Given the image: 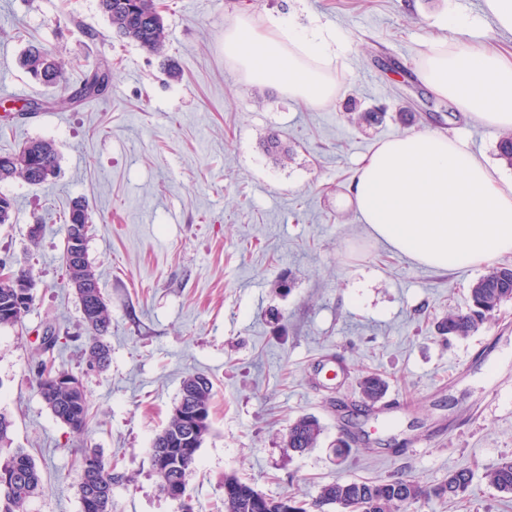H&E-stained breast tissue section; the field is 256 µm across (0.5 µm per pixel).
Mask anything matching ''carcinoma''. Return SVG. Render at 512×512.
Listing matches in <instances>:
<instances>
[{
	"instance_id": "cac0c4a2",
	"label": "carcinoma",
	"mask_w": 512,
	"mask_h": 512,
	"mask_svg": "<svg viewBox=\"0 0 512 512\" xmlns=\"http://www.w3.org/2000/svg\"><path fill=\"white\" fill-rule=\"evenodd\" d=\"M99 9L113 29L122 37L141 47L159 52L163 49L166 34L162 16L155 0H98ZM22 66L38 83L51 87L61 79V66L53 53L41 44H31L22 57ZM112 82V69H94L82 87L69 95L55 98L51 104L61 110L71 107L86 97L97 96ZM6 162L0 165V181L20 178L31 185H39L56 174L58 151L54 141L31 139L18 150L0 155ZM92 223L86 201L72 202L64 215V224ZM62 264L65 267L66 285L73 288L81 305L82 321L89 332L85 355L89 367L104 368L110 362L111 349L104 337L111 325V314L101 292L97 276L88 260L87 244H82L74 254L64 246ZM33 279L30 269L19 267L12 279L0 281V328L13 327L31 310L34 296L19 298L22 289L18 283ZM512 299V264L491 268L470 289L469 304L464 311H450L442 319V334L465 338L488 320L504 301ZM363 402L375 406L387 390V381L379 374H369L359 382ZM36 388L47 408L55 418L72 432L88 431L91 413L84 386L67 387L58 384L54 370L41 363L36 375ZM214 397L213 383L200 374L184 378L180 397L172 409L169 420L152 443V466L155 474L170 482L181 484L187 490L186 478L197 465L196 448L181 446L187 436V413L197 408L210 413ZM322 427L311 416L297 419L288 430L287 447L296 454H303L316 447ZM82 469L78 487L82 512H109L112 497L98 499V493L112 490L119 479L116 465L105 459L97 448H88L79 460ZM471 471L461 469L448 473L436 486H426L410 479H392L369 482L338 478L320 487L311 503L315 512H325L328 506H338L343 512H403L421 501L450 499L464 492L472 481ZM490 486L504 495H512V459L504 460L486 472ZM224 485L234 490L231 499L224 500V512H258L253 500L260 495L252 484L235 475L224 477ZM43 486V479L33 458L22 448L13 451L10 459L0 467V512H27V503ZM262 496V495H260ZM265 512H307L303 502L292 495L278 498L262 496Z\"/></svg>"
}]
</instances>
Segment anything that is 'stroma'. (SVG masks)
Here are the masks:
<instances>
[{
	"mask_svg": "<svg viewBox=\"0 0 512 512\" xmlns=\"http://www.w3.org/2000/svg\"><path fill=\"white\" fill-rule=\"evenodd\" d=\"M165 46L151 53L119 36L98 0H0V153L53 140L57 178L0 182L14 199L0 224V261L30 268L35 304L0 329V412L11 448L26 449L44 487L28 512H81L83 449L118 460L124 479L112 512H174L151 465L183 378L214 384L210 433L187 477L196 512H224V478L269 497L312 501L336 478H409L433 485L468 469L451 501L407 512H512V496L485 473L512 459V301L465 338L440 335L465 309L484 268L436 271L393 253L342 203L363 157L383 139L430 130L457 139L503 176L500 130L457 111L417 75L451 11L479 16L483 0H306V16L341 29L354 49L337 66L339 96L308 107L245 82L224 57V29L261 24L287 0H158ZM62 64L56 87L20 67L29 40ZM107 64L112 85L67 112L47 108ZM355 100L371 122L353 123ZM35 100L42 107L24 110ZM85 199L88 257L109 306L111 359L90 369L88 333L63 287V213ZM41 221L37 244L28 228ZM54 334L55 366L82 376L92 420L78 435L36 392L41 339ZM348 367L320 384L327 357ZM376 372L400 403L392 423L360 409L358 380ZM312 415L316 448L288 453L296 419ZM349 447L337 456V443ZM0 449V465L10 450Z\"/></svg>",
	"mask_w": 512,
	"mask_h": 512,
	"instance_id": "obj_1",
	"label": "stroma"
}]
</instances>
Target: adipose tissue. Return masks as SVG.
<instances>
[{"mask_svg":"<svg viewBox=\"0 0 512 512\" xmlns=\"http://www.w3.org/2000/svg\"><path fill=\"white\" fill-rule=\"evenodd\" d=\"M474 25L469 16L446 15L448 36L431 43L418 75L469 117L510 130L512 59L468 43ZM350 49L343 32L301 24L293 7L264 25L240 17L224 30V55L246 82L310 106L335 100L332 66ZM345 200L376 239L421 266L479 267L512 254V179L433 131L379 142Z\"/></svg>","mask_w":512,"mask_h":512,"instance_id":"1","label":"adipose tissue"}]
</instances>
